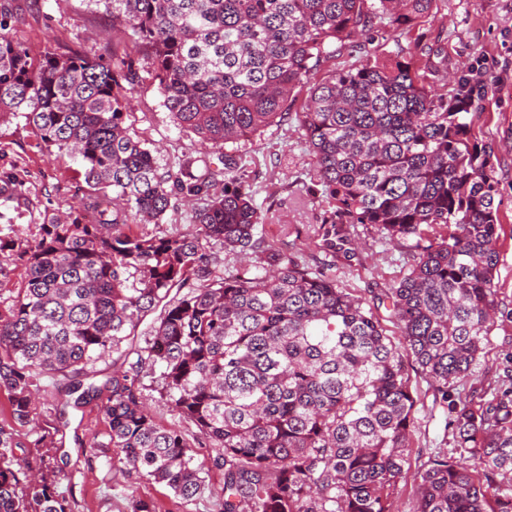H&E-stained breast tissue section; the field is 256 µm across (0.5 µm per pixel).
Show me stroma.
<instances>
[{"instance_id":"35a3bbf8","label":"stroma","mask_w":512,"mask_h":512,"mask_svg":"<svg viewBox=\"0 0 512 512\" xmlns=\"http://www.w3.org/2000/svg\"><path fill=\"white\" fill-rule=\"evenodd\" d=\"M0 20L6 23L5 35L24 44L34 56L48 49L77 50L108 61L124 50L111 16L93 0H0ZM372 36L379 50L400 47L413 53L428 88L437 94L443 92L447 76L466 70L471 63L480 65L485 95L479 112L472 117V128L478 139L493 149L491 167L501 224L495 300L506 316L512 312V0H434L430 12L414 24L394 31L376 30ZM439 39L444 42L445 61L435 68L423 49ZM137 66L144 76L128 92L130 108L125 125L130 135L152 149L160 173L176 172L178 160L197 155L201 147L193 133L175 125L164 107L156 84L146 76L149 60L139 59ZM294 95L295 114L301 111L308 90L296 89ZM294 114L248 141L226 146L229 153L249 161L256 203L268 213L256 236L264 246L335 277L372 308L389 333H396L384 298L411 263L410 244L404 240L388 244L373 226L348 224L344 230L356 246L354 256L323 247L320 225L328 206L311 189L308 150ZM88 191L79 162L47 150L25 118L0 119V236H9L14 242L13 250L0 252V313L8 309L22 286L17 252L39 240L42 224L65 219ZM191 230L190 209L176 189L171 192V205L162 224L131 227L132 234L142 237ZM406 368L415 401L412 452L392 495L396 512H410L417 474L431 453L454 446L445 416L433 403L428 377L414 363H407ZM65 384L59 375L42 381L39 419L27 427L29 445L15 449L16 458L36 470L46 454L54 465L62 467L69 479L59 490L73 512H130L131 501L138 498L172 504L168 488L127 472L118 449L87 447V440L104 439L107 424L94 405L69 406L63 393ZM137 386L155 420L181 431L194 443L195 461L204 468L208 488L186 512H218L213 490L222 485L224 475L212 465L213 450L196 446L195 426L161 398L153 375L141 373ZM509 387L512 321L506 318L493 331L469 376L455 384L451 395L461 402L474 393L490 400ZM47 430L52 433L51 444L35 446V439Z\"/></svg>"}]
</instances>
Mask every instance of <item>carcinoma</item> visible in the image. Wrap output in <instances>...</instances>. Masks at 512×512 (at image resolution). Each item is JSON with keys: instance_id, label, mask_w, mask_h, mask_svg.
<instances>
[{"instance_id": "obj_1", "label": "carcinoma", "mask_w": 512, "mask_h": 512, "mask_svg": "<svg viewBox=\"0 0 512 512\" xmlns=\"http://www.w3.org/2000/svg\"><path fill=\"white\" fill-rule=\"evenodd\" d=\"M120 24L129 51L107 64L80 52L39 57L0 36V118L24 114L47 147L76 159L92 190L67 219L41 225L18 253L23 288L0 313V512H67L68 474H34L15 459L19 428L36 415L39 377L68 378L74 404L97 402L129 471L183 503L205 489L178 431L149 413L137 380L160 370L161 394L215 449L224 469L220 512H394L413 424L406 363L431 379L453 414L454 452L429 457L411 512H512V390L462 406L448 384L468 375L497 326L499 254L491 149L472 131L484 88L471 73L448 92L426 87L413 58L370 47L369 32L411 25L434 0H92ZM356 41L362 57L309 88L295 113L313 186L333 211L323 245H349L343 224L414 240L407 273L388 292L403 342L336 283L272 248L257 250L267 215L241 158L212 168L187 156L158 174L153 152L125 126L132 54L150 51L152 79L175 124L222 149L288 115L296 88ZM192 205L194 230L136 237L161 224L168 182ZM252 260L226 276L206 247ZM196 288L171 292L189 277ZM156 325L129 368L84 384L92 365L149 312ZM474 460L472 466L462 461Z\"/></svg>"}]
</instances>
